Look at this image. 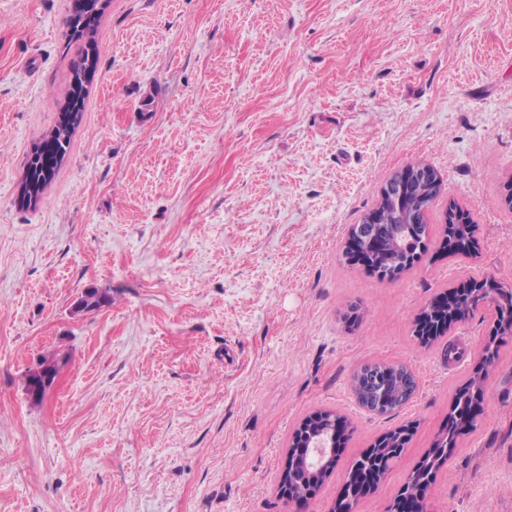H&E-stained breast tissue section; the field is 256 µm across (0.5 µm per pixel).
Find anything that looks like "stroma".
Here are the masks:
<instances>
[{
    "instance_id": "1",
    "label": "stroma",
    "mask_w": 512,
    "mask_h": 512,
    "mask_svg": "<svg viewBox=\"0 0 512 512\" xmlns=\"http://www.w3.org/2000/svg\"><path fill=\"white\" fill-rule=\"evenodd\" d=\"M98 64L41 200L28 157L58 123L76 57L72 0H0V512H292L277 493L300 422L351 423L308 512H328L385 431L413 427L355 512H387L487 368L476 429L426 491L429 512H512V342L496 314L424 347L422 307L477 276L512 287V0H105ZM471 212L475 252L432 241L378 281L350 231L413 162ZM106 297L85 313L83 291ZM359 307L345 325L342 303ZM58 353L31 403L25 375ZM401 363L417 390L361 409L352 374Z\"/></svg>"
}]
</instances>
